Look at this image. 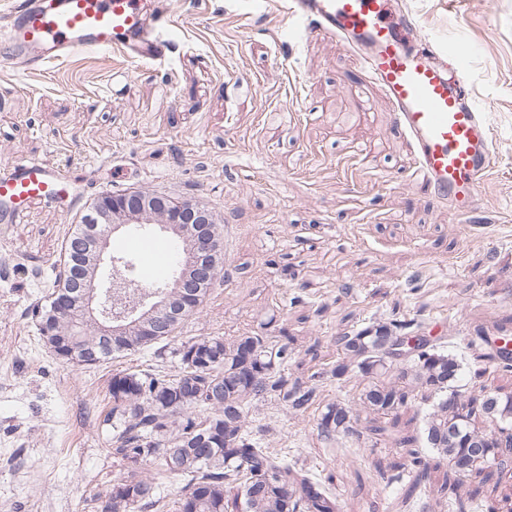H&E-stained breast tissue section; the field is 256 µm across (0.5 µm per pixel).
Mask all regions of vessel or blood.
<instances>
[{"label": "vessel or blood", "instance_id": "1", "mask_svg": "<svg viewBox=\"0 0 512 512\" xmlns=\"http://www.w3.org/2000/svg\"><path fill=\"white\" fill-rule=\"evenodd\" d=\"M294 32L304 40L333 34L356 57L367 80L383 87L397 123L415 146L423 183L449 213L463 217L474 205L480 182L493 163L488 116L470 98L463 77L450 76L456 49L434 50L418 41L412 19L393 0H288ZM156 0L144 16L136 0H59L55 10L28 14L7 40L73 53L124 47L154 59L164 54L161 35L147 24L162 19ZM62 178L32 159L0 169V197L15 201L7 223H24L25 205L50 201Z\"/></svg>", "mask_w": 512, "mask_h": 512}]
</instances>
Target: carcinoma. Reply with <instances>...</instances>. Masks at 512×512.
Here are the masks:
<instances>
[{"label": "carcinoma", "instance_id": "obj_1", "mask_svg": "<svg viewBox=\"0 0 512 512\" xmlns=\"http://www.w3.org/2000/svg\"><path fill=\"white\" fill-rule=\"evenodd\" d=\"M76 232L64 248V269L56 276L46 304L35 305L40 339L59 360L77 365H96L117 353H135L169 337L199 307L173 317L157 336H145L142 324L151 321L160 308L177 300V291L164 283L137 289L138 298L151 301L150 308L126 321L117 335H102L98 320L88 315L78 300L67 307L54 306V292L65 286L81 289L76 278L96 276L98 255L92 247L73 249ZM433 344L418 356L402 362L400 378L392 380L395 363L385 357L392 341L410 352ZM512 335L506 327L489 336L480 331L465 346L469 360L442 345L441 338L426 332L418 317L375 320L361 328L341 330L336 336V360L310 375L312 384H288L285 371L292 352L273 336L245 333L228 340L220 336H197L183 341L176 354L178 373L153 366L119 371L112 375L109 393L112 409L104 422L112 426V457L118 462L145 460L156 473L183 481L180 498L171 503L155 479L131 475L112 484L104 495L101 512H341L336 493L311 470L288 460V450L273 448L249 427L248 414L254 401L267 397L283 404L295 415L313 414L320 439L333 442L357 432L360 418L366 429L379 434L383 419L406 425L424 413L417 434L394 438L401 448L419 442L446 462L442 483L434 485L437 501L446 512H465L463 481L479 477L486 483H501L508 455L501 449L488 460L472 461L458 471L453 461L467 454L468 442L486 439L501 424L512 425V385L488 386L491 373H512ZM204 355L209 365H198ZM473 369L479 386L464 391L459 385L463 365ZM357 379L356 398L342 402L324 396L327 381L345 384ZM453 401H448V396ZM460 425L464 437L448 440V429ZM431 481L428 468L418 456L412 461L415 487Z\"/></svg>", "mask_w": 512, "mask_h": 512}]
</instances>
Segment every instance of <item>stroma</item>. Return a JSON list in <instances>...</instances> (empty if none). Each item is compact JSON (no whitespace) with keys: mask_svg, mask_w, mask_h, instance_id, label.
I'll return each instance as SVG.
<instances>
[{"mask_svg":"<svg viewBox=\"0 0 512 512\" xmlns=\"http://www.w3.org/2000/svg\"><path fill=\"white\" fill-rule=\"evenodd\" d=\"M433 47L460 43L466 85L488 113L494 161L453 222L416 174L414 145L343 41L288 39L284 0H168L163 63L128 50L55 58L0 45V168L34 158L62 198L0 223V512H100L108 485L154 475L116 463L109 381L151 364L174 374L194 336L267 331L291 342V376L334 360L336 334L423 315L449 351L512 316V0H399ZM136 191L206 210L223 269L172 338L94 365L55 359L30 310L60 269L71 227L106 194ZM272 445L320 473L342 504L377 459L407 451L369 431L326 452L313 417L266 400L249 413ZM358 456H350V449Z\"/></svg>","mask_w":512,"mask_h":512,"instance_id":"stroma-1","label":"stroma"}]
</instances>
